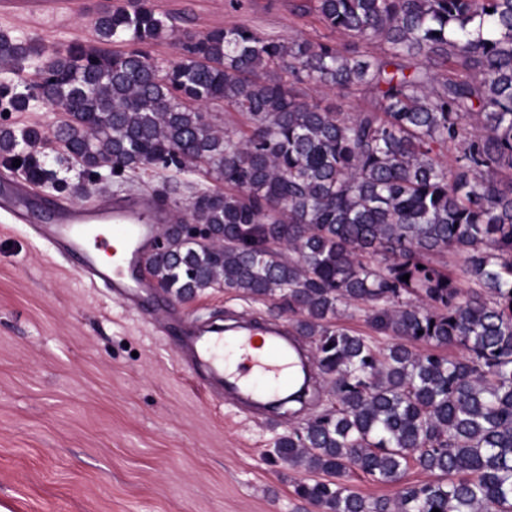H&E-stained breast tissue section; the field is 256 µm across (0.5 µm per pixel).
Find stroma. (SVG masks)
<instances>
[{"mask_svg":"<svg viewBox=\"0 0 512 512\" xmlns=\"http://www.w3.org/2000/svg\"><path fill=\"white\" fill-rule=\"evenodd\" d=\"M172 15L175 33L154 45L163 65L178 57L179 34L205 35L243 24L280 39H351L332 33L305 0H150ZM96 0H0V33L35 38L47 49L93 43ZM60 116L40 101L0 112V129L36 128L47 168L65 191L27 184L23 171L0 164V188L26 183L31 198L89 212L106 203L150 199L155 212L177 215L207 179L154 168L128 179L110 173L77 198V168L51 134ZM33 213L0 210V507L6 512H313L294 494L310 481L279 462L275 441L330 405L327 391L290 416L271 418L214 393L189 370L177 341L200 321L246 313L292 325L271 301L210 288L180 301L161 288L117 299L109 285L81 272L72 255L35 233ZM409 468L395 483L354 472L348 486L367 497L396 498L402 485L427 480Z\"/></svg>","mask_w":512,"mask_h":512,"instance_id":"35a3bbf8","label":"stroma"}]
</instances>
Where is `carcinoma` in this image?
Returning <instances> with one entry per match:
<instances>
[{
	"mask_svg": "<svg viewBox=\"0 0 512 512\" xmlns=\"http://www.w3.org/2000/svg\"><path fill=\"white\" fill-rule=\"evenodd\" d=\"M314 10L352 53L234 24L184 33L164 67L149 48L173 31L169 18L124 0L98 7L94 46L48 54L1 34L0 65L40 62L37 95L63 112L54 136L82 176L162 167L217 182L165 230L149 273L177 299L218 286L294 314L335 400L275 444L288 466L324 475L296 496L317 512H512V0ZM378 41L381 56L369 52ZM297 84L368 92L375 105L343 112L302 100ZM28 103L0 87L1 108ZM219 104L249 131L217 130L206 112ZM40 140L0 130V156L54 184L37 155L17 151ZM184 224L204 225L208 240ZM448 251L453 267L432 261ZM351 304L395 342L336 325ZM447 346L462 354L434 352ZM411 462L433 479L394 502L345 484L357 470L397 482Z\"/></svg>",
	"mask_w": 512,
	"mask_h": 512,
	"instance_id": "cac0c4a2",
	"label": "carcinoma"
}]
</instances>
